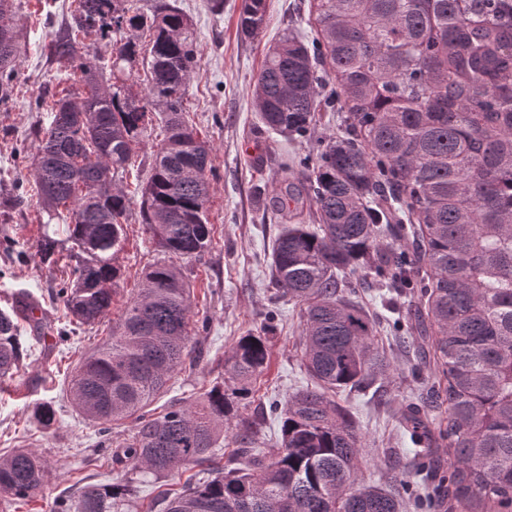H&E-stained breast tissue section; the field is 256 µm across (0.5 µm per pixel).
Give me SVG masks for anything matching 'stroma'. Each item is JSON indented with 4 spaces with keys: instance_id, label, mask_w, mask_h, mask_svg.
I'll list each match as a JSON object with an SVG mask.
<instances>
[{
    "instance_id": "1",
    "label": "stroma",
    "mask_w": 512,
    "mask_h": 512,
    "mask_svg": "<svg viewBox=\"0 0 512 512\" xmlns=\"http://www.w3.org/2000/svg\"><path fill=\"white\" fill-rule=\"evenodd\" d=\"M241 3L177 0L197 34L200 62L188 87L183 117L213 146L208 217L214 238L206 252L179 263L193 288L194 357L177 370L167 392L151 408L158 413L174 403L196 402L217 383L232 391V384L224 380L225 352L240 336L258 335L266 325H273L269 367L251 397L238 405L242 416L260 423V445L270 448L280 437L272 402L285 401L310 386L311 380L300 361V309L281 295L274 282L270 253L282 221L267 209L266 199L284 176L308 179L310 171L299 161L315 158L326 137L339 132L340 115L316 112L312 132L304 138L266 130L253 103L256 75L269 46L284 33L311 39V2L267 0L266 26L260 36L249 40L238 32ZM70 4L71 0H14L21 55L15 67V92L0 102V308L17 293H28L57 328L66 325L57 291L69 269L63 262L46 267L30 255L35 241L51 226L31 197L33 181L20 152L34 150V132L48 122L42 101L72 83L49 49L54 31L69 18ZM163 136L162 127H155L126 178L132 201L126 241L117 258L122 276L111 316L94 326L76 328L64 341L37 338L27 327L22 330L19 370L0 384V453L12 448L37 450L47 483L41 497L0 499V512H52L56 497L75 482H111L106 451L134 432L130 420L113 423L106 433L90 426L71 406L67 389L78 359L111 336L126 301L141 285L143 268L165 258L140 220L138 203L153 162V146ZM347 293L380 321L378 347L391 365L389 375L369 389L348 388L336 396L351 412L361 436L362 474L386 486L398 479L416 486L419 459L398 417L405 402L428 404L435 376L432 363L421 359L416 302L403 289L372 280L350 281ZM44 402L54 405L58 418L48 434L34 423V411ZM91 453L96 454V462L83 466V457Z\"/></svg>"
}]
</instances>
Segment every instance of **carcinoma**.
I'll list each match as a JSON object with an SVG mask.
<instances>
[{"mask_svg":"<svg viewBox=\"0 0 512 512\" xmlns=\"http://www.w3.org/2000/svg\"><path fill=\"white\" fill-rule=\"evenodd\" d=\"M126 0H77L56 31L52 54L80 73L85 90L53 101L49 122L35 132L32 154L37 203L50 217L67 216L77 252L63 254L44 233L34 255L51 267L76 259L74 278L59 290L65 318L92 326L112 313L121 270L130 198L120 182L135 163L148 129L160 120L139 215L161 251L193 258L209 249L212 147L185 125L187 89L198 65L192 21L168 0L142 11ZM314 36L283 35L270 46L255 82V105L275 133L309 135L324 105L343 113L309 176L313 192L286 178L268 201L280 217L313 202L319 223H289L272 243L275 285L301 306V360L314 386L272 405L280 438L256 448L258 422L243 420L240 447L221 462L215 450L237 412L224 387L200 401L146 411L191 356L190 285L180 269L153 263L126 303L108 341L86 353L69 382L73 406L90 425L133 417L136 430L112 451L114 482L87 484L55 512H125L148 476H182L178 490H160V512H401L394 489L364 480L361 440L336 400L387 375L375 346L374 317L343 293L346 272L372 270L398 288H412L417 314L433 331L437 371L433 394L448 401V424L437 426L410 404L401 423L425 464L426 499L439 512H512V0H314ZM266 22V0H242L238 27L253 39ZM0 101L12 92L20 43L13 0H0ZM148 43H142L143 34ZM115 35L110 79L90 61L91 39ZM145 88L127 84L137 63ZM109 149L112 177L102 182L99 149ZM416 238L413 257L393 239ZM25 296L0 309V380L17 371L21 323L41 335ZM268 340L239 337L224 359L235 397L252 394L268 364ZM45 433L56 410L34 415ZM448 447V472L435 465ZM46 482L41 456L15 448L0 456V497L39 496Z\"/></svg>","mask_w":512,"mask_h":512,"instance_id":"cac0c4a2","label":"carcinoma"}]
</instances>
